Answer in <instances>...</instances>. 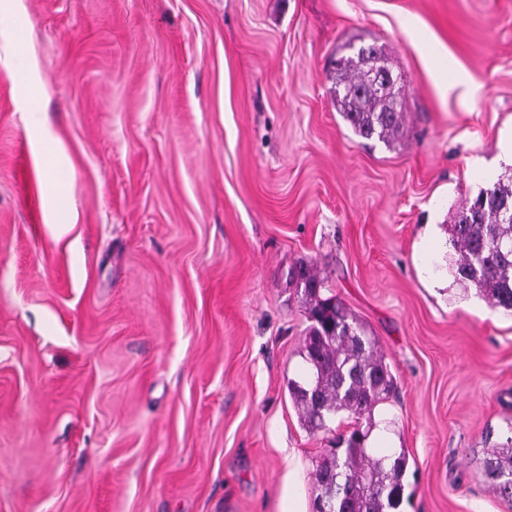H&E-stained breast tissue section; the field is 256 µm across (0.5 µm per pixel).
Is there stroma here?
I'll return each mask as SVG.
<instances>
[{"label":"stroma","mask_w":512,"mask_h":512,"mask_svg":"<svg viewBox=\"0 0 512 512\" xmlns=\"http://www.w3.org/2000/svg\"><path fill=\"white\" fill-rule=\"evenodd\" d=\"M371 45L405 89L391 144L336 110L337 60ZM511 126L512 0H14L0 512H314L317 466L380 420L399 512H512L482 475L512 315L455 281L448 234ZM300 264L394 376L372 418L312 430L293 403Z\"/></svg>","instance_id":"obj_1"}]
</instances>
